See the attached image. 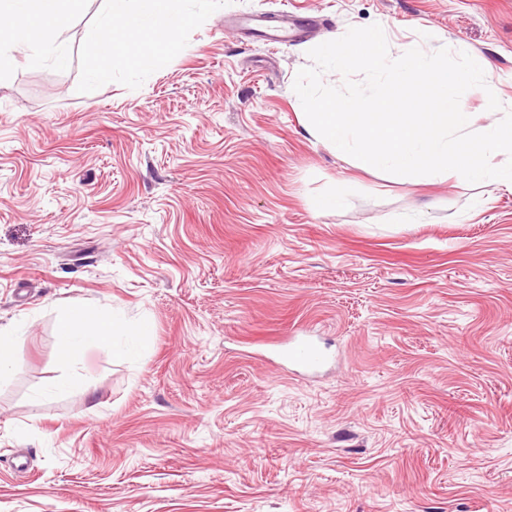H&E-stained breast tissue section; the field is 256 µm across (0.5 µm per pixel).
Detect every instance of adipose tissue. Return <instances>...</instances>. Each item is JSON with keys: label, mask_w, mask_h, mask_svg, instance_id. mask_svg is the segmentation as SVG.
Segmentation results:
<instances>
[{"label": "adipose tissue", "mask_w": 512, "mask_h": 512, "mask_svg": "<svg viewBox=\"0 0 512 512\" xmlns=\"http://www.w3.org/2000/svg\"><path fill=\"white\" fill-rule=\"evenodd\" d=\"M86 0H0V74L8 71L17 49L33 62L52 59L66 66L68 55L61 35ZM105 8L92 38L86 71L92 81L112 75V59L124 58L142 76L155 69L160 55L179 43V33L190 19L185 0H104ZM60 353L69 357L80 348L112 337L126 339L125 354L138 352L146 323H129L113 313L83 307L67 311L59 321Z\"/></svg>", "instance_id": "obj_1"}]
</instances>
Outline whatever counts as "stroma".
<instances>
[{
    "instance_id": "obj_1",
    "label": "stroma",
    "mask_w": 512,
    "mask_h": 512,
    "mask_svg": "<svg viewBox=\"0 0 512 512\" xmlns=\"http://www.w3.org/2000/svg\"><path fill=\"white\" fill-rule=\"evenodd\" d=\"M17 53L0 79V512H512V192L357 169L305 129L308 52L389 23L490 62L512 101V0H192L152 76ZM285 10L273 44L243 20ZM348 192L347 206L314 200ZM152 332L58 350L71 306ZM306 326L334 356L265 355ZM16 328L14 326H0V377L7 374L14 363Z\"/></svg>"
}]
</instances>
